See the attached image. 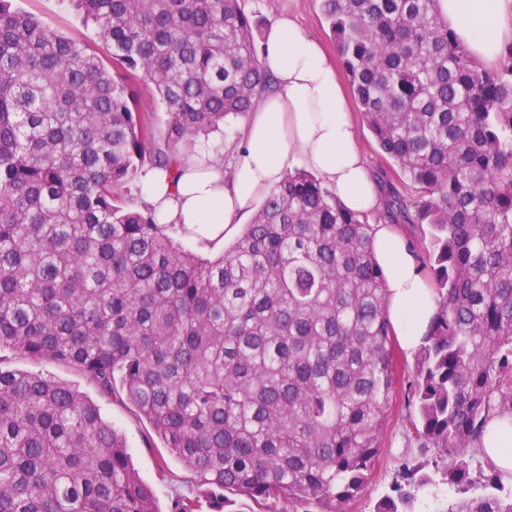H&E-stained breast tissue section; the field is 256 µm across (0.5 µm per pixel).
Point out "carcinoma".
Instances as JSON below:
<instances>
[{
	"label": "carcinoma",
	"mask_w": 512,
	"mask_h": 512,
	"mask_svg": "<svg viewBox=\"0 0 512 512\" xmlns=\"http://www.w3.org/2000/svg\"><path fill=\"white\" fill-rule=\"evenodd\" d=\"M103 52L0 0V512H161L125 437L48 361L145 422L191 493L166 512H345L369 486L398 381L372 226L288 174L224 253L131 206L145 166L252 111L270 79L241 0H73ZM379 153L383 217L412 244L437 311L409 385L421 452L458 500L512 512L480 452L512 417V44L492 68L436 0H321ZM154 87L165 137L132 85ZM405 462L407 486L435 482ZM373 512H412L397 486Z\"/></svg>",
	"instance_id": "1"
}]
</instances>
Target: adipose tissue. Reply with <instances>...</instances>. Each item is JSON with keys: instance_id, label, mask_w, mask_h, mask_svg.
I'll list each match as a JSON object with an SVG mask.
<instances>
[{"instance_id": "adipose-tissue-1", "label": "adipose tissue", "mask_w": 512, "mask_h": 512, "mask_svg": "<svg viewBox=\"0 0 512 512\" xmlns=\"http://www.w3.org/2000/svg\"><path fill=\"white\" fill-rule=\"evenodd\" d=\"M438 12L486 67L495 66L512 43V0H438ZM258 62L274 84L260 96L228 164L191 156L175 171L146 168L138 205L159 223L186 225L194 241L219 243L234 233L241 214L301 166L347 209L378 213L382 196L358 148L332 57L294 17L284 15L266 30ZM373 237L393 331L401 349L415 354L436 311V296L393 225L374 224Z\"/></svg>"}]
</instances>
